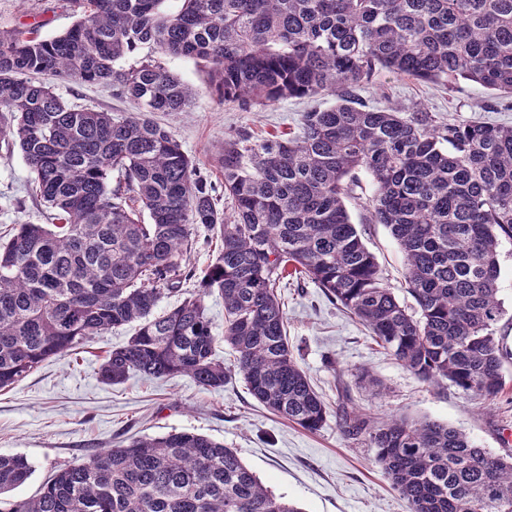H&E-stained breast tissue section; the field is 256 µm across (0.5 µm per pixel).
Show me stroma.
Returning <instances> with one entry per match:
<instances>
[{
  "label": "stroma",
  "instance_id": "stroma-1",
  "mask_svg": "<svg viewBox=\"0 0 512 512\" xmlns=\"http://www.w3.org/2000/svg\"><path fill=\"white\" fill-rule=\"evenodd\" d=\"M77 19L65 0H0V28L40 26L44 35L64 32ZM161 60L191 88L188 111L158 115L184 152L208 178L216 196L224 194V179L213 163L227 136L244 130L261 140L296 131L303 112L332 104L330 96L293 97L254 106L244 112L224 103L208 88L202 62L170 57L145 47L128 56L123 68L145 59ZM67 102L118 113L137 106L98 85L54 80ZM372 106L398 103L407 112L428 114L434 126L485 123L512 126V97L471 82L456 90L388 73L360 90ZM33 176L18 148L0 142V239H8L24 222L45 223V208L37 198ZM373 186L358 173L346 207L352 223L363 232L386 285L407 300L403 255L389 230L368 221L366 204ZM190 264L195 279L159 305L167 310L186 294L197 291L221 247L216 234L193 232ZM287 318L288 341L329 413L323 426L308 431L276 416L249 393L241 374L233 370L222 388L206 390L189 378L148 379L133 373L119 385L102 382L98 368L106 354L124 345L135 332L125 325L86 338L74 351L53 357L18 385L0 390V454H21L34 465L31 478L12 491L11 499L36 495L60 466L82 460L102 448H116L139 436L193 432L233 448L241 460L276 495L302 512H408L406 501L393 489L377 462V450L367 435H349L341 412L362 420L393 416L428 419L465 431L482 448L512 453V363L509 383L497 402L483 404L448 381L430 384L417 378L377 345L365 327L328 299L309 279H291L278 290ZM368 373L371 387L358 376Z\"/></svg>",
  "mask_w": 512,
  "mask_h": 512
}]
</instances>
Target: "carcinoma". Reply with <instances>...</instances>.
Instances as JSON below:
<instances>
[{
	"instance_id": "cac0c4a2",
	"label": "carcinoma",
	"mask_w": 512,
	"mask_h": 512,
	"mask_svg": "<svg viewBox=\"0 0 512 512\" xmlns=\"http://www.w3.org/2000/svg\"><path fill=\"white\" fill-rule=\"evenodd\" d=\"M70 0L67 31L0 29V139L34 176L49 224L0 241V389L89 336L138 323L99 368L224 386L204 305L224 299V342L253 398L318 430L328 409L288 344L277 288L310 279L419 379L448 380L490 404L512 360L498 335L500 239H512V126L450 123L368 108L355 89L382 71L512 94V0ZM143 45L205 62L211 87L247 109L332 94L299 131L255 140L241 131L215 158L227 213L156 112H184L192 90L159 62L124 70ZM42 76L109 87L139 105L126 115L66 103ZM371 178L372 219L406 262L402 303L383 282L343 198ZM119 181L111 186L112 172ZM221 238L202 294L161 315L193 277L192 230ZM377 460L409 512H512V456L465 432L395 418L369 427ZM33 472L0 455V496ZM0 512H301L237 453L192 432L131 439L58 468L39 494L0 499Z\"/></svg>"
}]
</instances>
